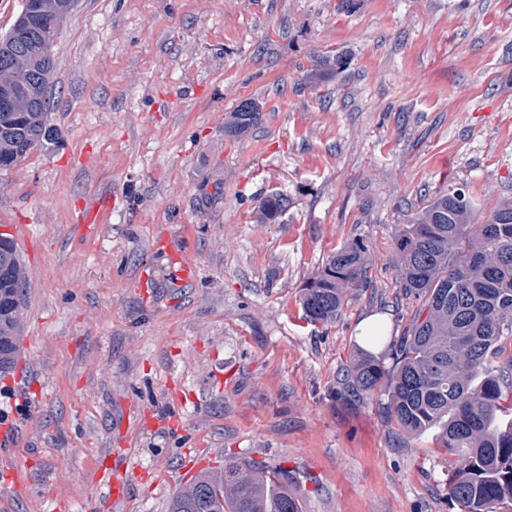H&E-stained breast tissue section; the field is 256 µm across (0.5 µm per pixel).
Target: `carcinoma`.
I'll return each instance as SVG.
<instances>
[{
  "mask_svg": "<svg viewBox=\"0 0 512 512\" xmlns=\"http://www.w3.org/2000/svg\"><path fill=\"white\" fill-rule=\"evenodd\" d=\"M59 0H25L14 26L0 38V170L55 138L48 112L53 47L69 16ZM259 117L253 105L236 112L240 126ZM288 199L258 205L272 220ZM400 288L421 306L388 369L360 351L344 381L367 398L381 388L396 422L413 435L438 429L440 447L455 457L448 498L459 512H512V198L478 211L462 188L434 196L398 232ZM363 244L328 257L300 291L305 318L328 324L346 290L367 279ZM16 249L0 236V371L16 358L27 294ZM168 512H303L288 471L254 461L204 469L179 490Z\"/></svg>",
  "mask_w": 512,
  "mask_h": 512,
  "instance_id": "carcinoma-1",
  "label": "carcinoma"
}]
</instances>
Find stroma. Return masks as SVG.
<instances>
[{
    "label": "stroma",
    "mask_w": 512,
    "mask_h": 512,
    "mask_svg": "<svg viewBox=\"0 0 512 512\" xmlns=\"http://www.w3.org/2000/svg\"><path fill=\"white\" fill-rule=\"evenodd\" d=\"M52 100L55 144L0 171V234L29 232L26 368L0 375L26 484L0 469V512H167L188 455L285 469L304 512H458L454 456L342 380L408 333L403 224L451 187L512 197V0H76ZM92 197L112 200L94 236ZM356 240L367 284L307 322L304 281ZM373 315L389 334L367 345ZM111 453L117 506L93 480Z\"/></svg>",
    "instance_id": "1"
}]
</instances>
